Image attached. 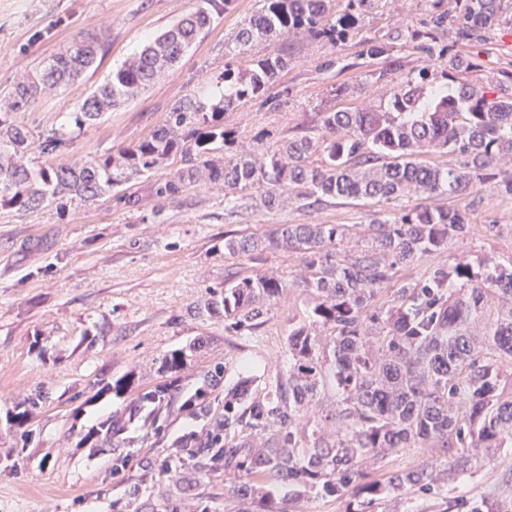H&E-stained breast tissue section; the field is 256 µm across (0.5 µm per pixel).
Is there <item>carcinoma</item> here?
<instances>
[{
    "instance_id": "carcinoma-1",
    "label": "carcinoma",
    "mask_w": 512,
    "mask_h": 512,
    "mask_svg": "<svg viewBox=\"0 0 512 512\" xmlns=\"http://www.w3.org/2000/svg\"><path fill=\"white\" fill-rule=\"evenodd\" d=\"M232 0H205L113 70L39 142L42 155L70 146L118 104L137 97L175 67L208 32ZM330 0H262L259 14L241 28L225 54L236 58L260 42L306 33L343 42L374 0H346L332 24H324ZM465 40L484 41L497 19L499 0H465ZM448 16L435 13L424 30L394 27L366 41L365 55L402 67L392 51L412 41L429 56L448 48L439 34ZM102 53L63 49L51 65L14 87L0 108L14 110L58 91L91 69ZM292 64L289 48L255 55L243 70L227 65L205 82L201 95L179 101L165 123L134 145L68 165L36 164L29 132L0 116V206L37 210L63 199L94 201L111 194L123 207L139 197L130 189L170 158L181 166L157 180L154 195L168 199L224 186V205L236 211L258 194L273 210L312 199L398 200L455 194L486 182L485 171L512 157V69L486 85L462 83L451 94L433 90L424 66L393 93L382 109H338L320 113L323 133L287 138L259 154L237 155L235 135L224 128V112L265 92ZM440 152L460 158L455 168L419 160ZM349 234L346 224H277L262 234L224 237V259L248 260L252 274L208 287L193 314L224 315V328L252 333L270 319L288 289L301 287L312 300L304 318L288 331V369L265 379H242L224 396L216 415L201 387L181 408L206 424L179 451L147 467L168 481L166 500L151 512H208L203 499L214 480H224V512H297L298 501L316 489L344 498L345 512H388L392 501L417 495L429 501L419 512H457L446 488L478 468L481 457L512 448V262L488 256L448 254V267L417 281H396L400 267L448 249L468 234L463 213L417 205L398 216L374 218L359 254L338 258ZM273 249L300 254L303 270L290 283L262 267ZM395 283L390 303L378 304ZM497 300L500 308L482 335L473 324ZM184 350L162 359L168 378L143 400L154 405L148 422L157 428L160 409L179 391ZM332 392L330 409L321 396ZM405 448H433L435 466H414L371 478L388 457ZM288 485L274 498L269 488ZM466 512H512V500L479 499Z\"/></svg>"
}]
</instances>
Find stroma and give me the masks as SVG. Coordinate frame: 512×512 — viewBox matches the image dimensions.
I'll return each instance as SVG.
<instances>
[{
    "mask_svg": "<svg viewBox=\"0 0 512 512\" xmlns=\"http://www.w3.org/2000/svg\"><path fill=\"white\" fill-rule=\"evenodd\" d=\"M202 3L0 0V100L69 43L98 36L104 56L97 70L16 112V121L32 135H46L62 110L76 107L112 69ZM259 7V0H233L176 67L138 98L106 113L70 148L47 156V163L92 159L150 135L175 102L198 96L207 79L223 73L225 45ZM436 12L448 15L441 36L447 56L431 60L407 45L399 50L404 70L373 76L374 64L363 55L365 40L382 36L400 20L423 29ZM462 14L461 0H376L362 15L357 35L340 44L289 37L294 65L266 94L224 114L235 150L253 151L261 134L276 141L313 131L328 108L383 106L414 68H451L458 81L477 84L512 68V0H501L485 47L457 41ZM339 85L349 92L337 98L332 90ZM272 97L278 107H270ZM151 185L148 179L134 185L141 199L134 208L104 197L63 209L0 208V512H112L161 498L166 485L150 478L147 462L167 456L188 434L200 433L202 421L166 411L159 432L135 424L116 440L107 426L128 417L142 395L164 380L159 367L169 351L191 352L179 373L185 396L217 365L224 375L211 394L219 400L242 377L243 360L263 379L287 367L288 327L303 317L309 302L300 289H292L269 322L250 335L225 331L222 317L190 313L207 287L221 285L228 273L242 277L252 271L248 261H225V234H260L277 224H345L351 236L342 248L353 254L375 215L412 205L407 198L352 200L275 210L255 205L233 213L224 206L223 187L159 200ZM427 204L466 215L470 232L451 252L512 261V197L484 185L462 195L435 196ZM491 224L498 232H488ZM121 378L128 388L119 394L112 385ZM20 411L26 419L19 424L14 416ZM120 455L128 462L118 479L112 467ZM448 494L461 501L511 499L512 453L484 459Z\"/></svg>",
    "mask_w": 512,
    "mask_h": 512,
    "instance_id": "35a3bbf8",
    "label": "stroma"
}]
</instances>
